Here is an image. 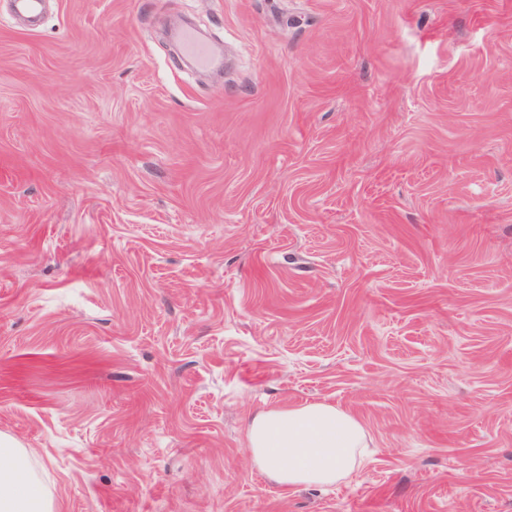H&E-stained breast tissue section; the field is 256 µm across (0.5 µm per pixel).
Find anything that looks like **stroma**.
<instances>
[{
  "mask_svg": "<svg viewBox=\"0 0 512 512\" xmlns=\"http://www.w3.org/2000/svg\"><path fill=\"white\" fill-rule=\"evenodd\" d=\"M304 402L328 489L246 448ZM0 434L56 512H512V0H0ZM178 38L183 54L191 59L197 69L209 71L222 67V57L215 52L210 44L201 40L194 29L181 30ZM245 438L254 463L287 488L336 484L360 467L369 448L362 423L325 402L262 410Z\"/></svg>",
  "mask_w": 512,
  "mask_h": 512,
  "instance_id": "obj_1",
  "label": "stroma"
}]
</instances>
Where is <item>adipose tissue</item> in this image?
I'll use <instances>...</instances> for the list:
<instances>
[{"mask_svg": "<svg viewBox=\"0 0 512 512\" xmlns=\"http://www.w3.org/2000/svg\"><path fill=\"white\" fill-rule=\"evenodd\" d=\"M245 438L254 463L287 488L329 486L350 477L369 446L362 423L325 402L262 410L249 421ZM0 512H55L34 452L2 435Z\"/></svg>", "mask_w": 512, "mask_h": 512, "instance_id": "1", "label": "adipose tissue"}]
</instances>
